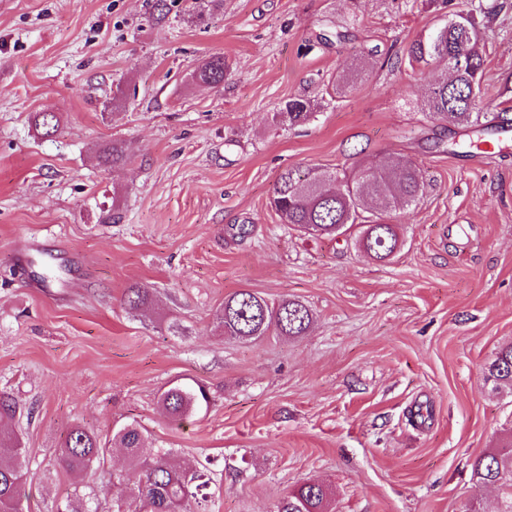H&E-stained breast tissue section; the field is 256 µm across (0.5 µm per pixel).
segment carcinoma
<instances>
[{"label":"carcinoma","instance_id":"carcinoma-1","mask_svg":"<svg viewBox=\"0 0 512 512\" xmlns=\"http://www.w3.org/2000/svg\"><path fill=\"white\" fill-rule=\"evenodd\" d=\"M409 59L423 66L444 64L445 74L436 80L424 101V109L443 126H482L484 115L477 107L482 95L484 56L482 36L470 12L459 11L435 29L427 41H415ZM228 65L213 56L198 68L195 80L212 86L224 83ZM307 101L295 98L276 112L273 121L290 127L310 120ZM127 159L126 149L114 144L103 150L105 165ZM423 176L420 168L400 160H384L358 168L350 175L336 171L285 170L271 199V207L282 221L306 234L335 238L354 226L360 227L358 246L374 258L386 259L401 245L396 225L387 223L393 212L413 206L420 197ZM147 288L133 284L127 289L131 310L146 304ZM313 321L312 311L299 300L283 299L270 304L258 294L242 289L224 299L217 317L222 334L249 340L275 332L279 336H301ZM487 380L512 387V344L503 346L488 365ZM209 396L200 385L174 384L158 398V406L173 421H182L208 408ZM20 414L15 399L0 392V512H23L29 477L26 450L18 436L4 431ZM126 450L130 468L122 480L130 485L131 502L123 512H205L192 509L197 499L207 500L205 474L187 476L171 462L172 450L144 447L143 428L130 423L103 441L81 426H73L58 449L56 464L70 472H91L104 462L109 445ZM472 479L481 486H494L500 493V512H512V429L506 432L504 448L477 456ZM277 512H328V493L319 482L300 484L277 506Z\"/></svg>","mask_w":512,"mask_h":512}]
</instances>
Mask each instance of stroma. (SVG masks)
Segmentation results:
<instances>
[{
  "mask_svg": "<svg viewBox=\"0 0 512 512\" xmlns=\"http://www.w3.org/2000/svg\"><path fill=\"white\" fill-rule=\"evenodd\" d=\"M166 2L159 22L157 0H0V391L24 411V512L93 491L115 512L122 449L84 476L55 458L74 425L105 440L131 422L208 463L207 512H275L306 481L333 512H496L470 464L512 422V388L485 379L512 343V139L450 152L459 130L421 108L440 70L408 63L472 0ZM479 2L481 109L512 118V0ZM214 55L224 84L194 83ZM293 98L312 119L274 126ZM39 112L57 116L52 136ZM115 142L131 158L112 167ZM383 158L423 173L391 260L270 206L286 170ZM134 283L152 290L139 310ZM240 289L304 302L309 331L224 338L216 316ZM176 381L211 397L180 425L157 405Z\"/></svg>",
  "mask_w": 512,
  "mask_h": 512,
  "instance_id": "1",
  "label": "stroma"
}]
</instances>
